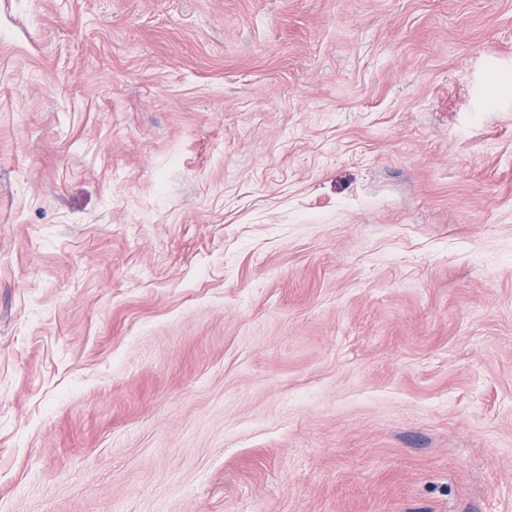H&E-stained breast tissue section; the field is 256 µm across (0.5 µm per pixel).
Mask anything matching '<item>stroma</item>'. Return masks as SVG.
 Returning a JSON list of instances; mask_svg holds the SVG:
<instances>
[{
  "instance_id": "stroma-1",
  "label": "stroma",
  "mask_w": 512,
  "mask_h": 512,
  "mask_svg": "<svg viewBox=\"0 0 512 512\" xmlns=\"http://www.w3.org/2000/svg\"><path fill=\"white\" fill-rule=\"evenodd\" d=\"M512 0H0V512H512Z\"/></svg>"
}]
</instances>
